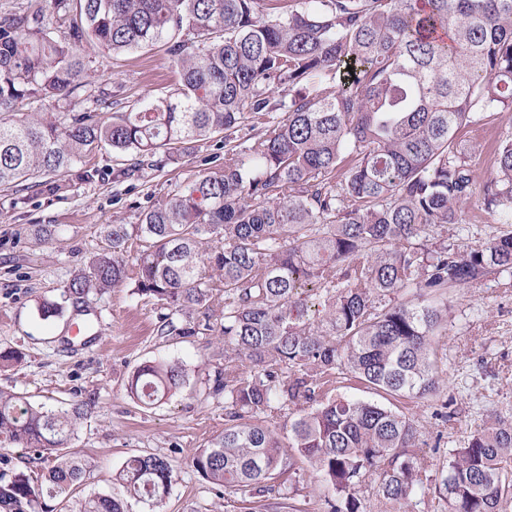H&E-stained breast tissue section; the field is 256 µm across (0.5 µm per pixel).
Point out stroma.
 <instances>
[{
    "instance_id": "1",
    "label": "stroma",
    "mask_w": 512,
    "mask_h": 512,
    "mask_svg": "<svg viewBox=\"0 0 512 512\" xmlns=\"http://www.w3.org/2000/svg\"><path fill=\"white\" fill-rule=\"evenodd\" d=\"M177 81L159 51L119 56L95 52L84 86L68 98L65 109L87 111L103 92L118 106H129L166 94ZM510 135L512 112L495 113L488 124L468 128L467 139L479 148L472 160L476 184L494 176L495 144ZM223 162L215 138L200 142L191 157L157 170L131 168L128 158L106 148L89 157L99 172L96 180L84 182L68 172L60 196L34 193L21 203L13 189L0 186V351L11 348L24 354L21 363L0 369V389L48 408L76 402L91 407L67 445L70 455L90 464L67 512H79L86 495L118 494L112 476L134 454L166 457L175 468L177 477L161 512H265L251 497L211 484L192 464L197 450L224 430V402L209 396L207 383L224 365L220 336L158 335L161 303L127 288L89 297L91 316L102 326L95 344L72 335L78 322L72 309L47 321L36 311L41 299L58 298L70 276L107 249L106 225L137 223L139 212L161 189L189 183ZM460 209L463 221L452 227L459 243L479 247L506 227L500 214L485 211L480 195L461 203ZM42 225L51 235L39 241L35 232ZM435 346L438 395L397 403L424 434L419 456L429 476L447 465L449 448L466 432L512 416V287L503 288L500 278L491 277L450 292L447 321ZM152 359L181 364L187 383L165 403L145 409L130 400L126 384L137 366ZM449 399L458 411L451 428L433 417L436 405Z\"/></svg>"
}]
</instances>
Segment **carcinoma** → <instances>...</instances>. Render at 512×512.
Masks as SVG:
<instances>
[{"label": "carcinoma", "mask_w": 512, "mask_h": 512, "mask_svg": "<svg viewBox=\"0 0 512 512\" xmlns=\"http://www.w3.org/2000/svg\"><path fill=\"white\" fill-rule=\"evenodd\" d=\"M100 49H159L178 85L107 120L17 116L30 98L62 108L85 78L83 53ZM511 110L512 0H79L75 14L72 0H50L47 12L0 14V186L57 196L76 166L98 176L85 162L95 150L154 167L224 134L220 169L156 198L138 223L110 225L111 249L38 316L129 286L168 310L158 335L219 333L248 370L227 359L214 371L224 433L195 453L196 471L263 495L285 474L293 484L305 460L330 512H366L370 477L406 512L430 492L452 512L512 505V420L470 432L429 477L414 419L333 388L350 377L387 401L437 395L435 299L492 275L512 284V231L477 248L448 234L474 193L463 131ZM496 161L484 204L512 212V138ZM215 292L224 315L213 322ZM185 384L179 364L153 360L126 392L151 408ZM277 404L308 409L277 431ZM87 416L83 403L52 410L0 390V444L54 460L0 482V512L69 501L87 465L62 445ZM175 480L167 458L132 455L113 477L124 496L91 495L79 512H129L130 500L155 512Z\"/></svg>", "instance_id": "carcinoma-1"}]
</instances>
